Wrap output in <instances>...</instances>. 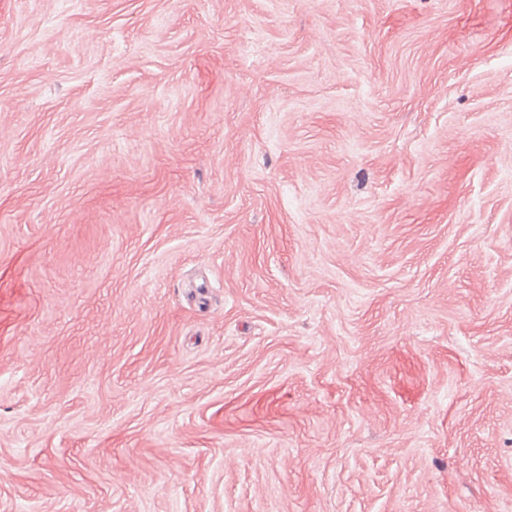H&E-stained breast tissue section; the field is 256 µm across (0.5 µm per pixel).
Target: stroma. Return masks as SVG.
<instances>
[{
    "label": "stroma",
    "instance_id": "35a3bbf8",
    "mask_svg": "<svg viewBox=\"0 0 512 512\" xmlns=\"http://www.w3.org/2000/svg\"><path fill=\"white\" fill-rule=\"evenodd\" d=\"M0 512H512V0H0Z\"/></svg>",
    "mask_w": 512,
    "mask_h": 512
}]
</instances>
